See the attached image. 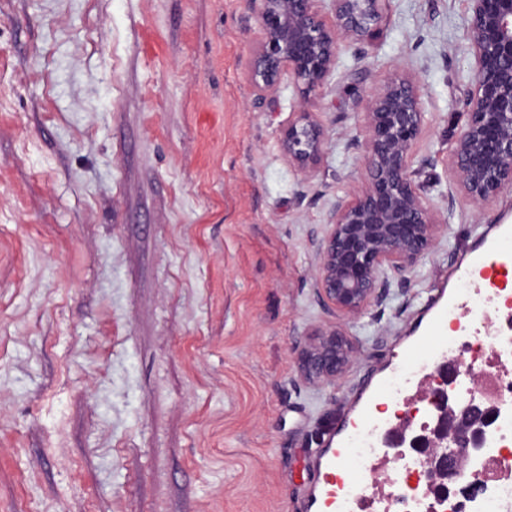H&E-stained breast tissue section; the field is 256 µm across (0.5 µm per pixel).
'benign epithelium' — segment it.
I'll use <instances>...</instances> for the list:
<instances>
[{"label":"benign epithelium","instance_id":"1","mask_svg":"<svg viewBox=\"0 0 512 512\" xmlns=\"http://www.w3.org/2000/svg\"><path fill=\"white\" fill-rule=\"evenodd\" d=\"M260 39L250 82L258 98L276 92L288 75L305 99L336 67L340 44L373 36L384 19L385 0H330L334 20L321 13L324 0H253ZM468 37L473 59L467 120L452 153L457 192L481 208L512 189V0H469ZM361 136L366 177L350 198H338L315 240L316 291L344 319L378 303L391 281L411 272L448 232V218L425 195L412 169L414 148L426 127L416 79L397 74L364 99ZM288 164L306 179L325 155L326 132L313 112H297L281 132ZM354 348L339 328L318 331L299 352V370L311 382L333 381L346 370ZM427 396L436 411L428 433L414 439L424 455L428 483L447 488L487 441L497 411L480 401L450 404L447 387L457 371L440 370Z\"/></svg>","mask_w":512,"mask_h":512}]
</instances>
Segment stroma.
<instances>
[{
    "label": "stroma",
    "mask_w": 512,
    "mask_h": 512,
    "mask_svg": "<svg viewBox=\"0 0 512 512\" xmlns=\"http://www.w3.org/2000/svg\"><path fill=\"white\" fill-rule=\"evenodd\" d=\"M469 0H386L302 100L249 81L253 0H0V512H309L341 447L512 221L449 202L472 80ZM427 127L414 168L448 233L381 304L339 320L313 241L364 176V97L398 71ZM326 129L312 179L280 150L292 113ZM341 325L343 376L297 368Z\"/></svg>",
    "instance_id": "35a3bbf8"
}]
</instances>
